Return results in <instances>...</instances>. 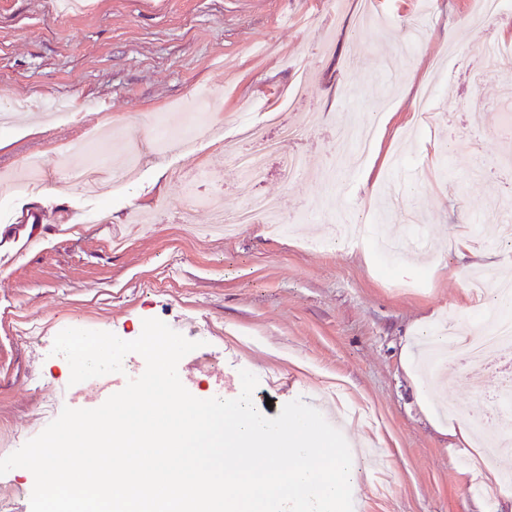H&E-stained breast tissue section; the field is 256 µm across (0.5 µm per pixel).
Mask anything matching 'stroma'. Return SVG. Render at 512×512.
Here are the masks:
<instances>
[{"instance_id":"35a3bbf8","label":"stroma","mask_w":512,"mask_h":512,"mask_svg":"<svg viewBox=\"0 0 512 512\" xmlns=\"http://www.w3.org/2000/svg\"><path fill=\"white\" fill-rule=\"evenodd\" d=\"M89 0L59 18L54 0H0V109L15 101L84 98L95 109L70 124L26 121L0 130V171L14 183L0 205V227L36 208L45 221L14 224L39 233L44 250L0 276V455L8 456L47 426L37 405L67 406L69 364L53 355L67 328L138 338L156 318L196 350L178 364L194 397L210 395L215 373L224 396L236 398L241 371L258 378L252 399L277 417L300 399L322 400L329 424H346L350 440L370 442L381 458L359 457L353 497L363 512H476L488 497L452 440L434 427L415 399L407 347L417 327L438 330L448 319L476 328L492 295L476 298L472 271L487 279L512 266V244L498 236L493 202L512 196V173L496 164L508 142L497 136L501 89L512 71L472 83L480 46L512 33V17L475 20L478 0H434L420 49L402 57L407 23L423 0ZM306 59V95L286 119L320 113L323 127L285 140L263 158L261 194L286 218L306 217L308 230L278 236L263 223L231 236L203 231L207 201L223 187L230 209L242 204L238 168L212 141L197 152L162 158L144 153L137 184L111 196V221L61 232L60 210L80 216L95 197L57 185L54 168L28 178L23 157L40 153L83 166L109 153L112 129L149 143L155 113L192 123L195 93L213 91L205 119L225 135L262 124L295 87V59ZM376 126L372 150L339 181L330 208L366 227V238L335 239L319 216L321 173L335 154L333 128ZM309 158V180L288 183L282 163ZM194 195L197 228L179 224L175 208ZM424 226L441 265L422 260L411 239ZM477 227L481 261L451 245L461 225ZM397 244L390 259L370 239ZM453 384L436 391L435 414L467 411L477 424L483 397L499 373L478 377L448 364ZM434 414V415H435Z\"/></svg>"}]
</instances>
